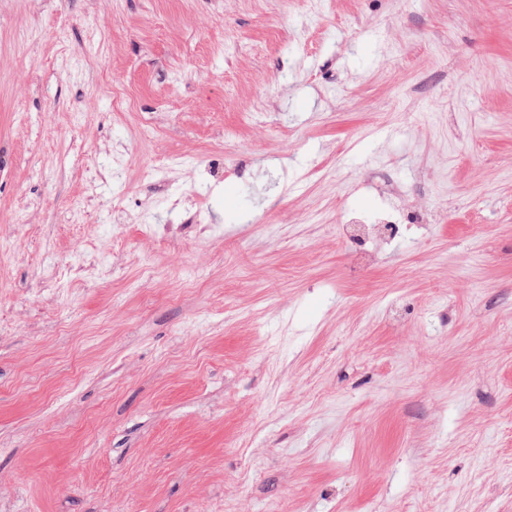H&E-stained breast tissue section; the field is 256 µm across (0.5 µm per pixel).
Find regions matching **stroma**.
I'll use <instances>...</instances> for the list:
<instances>
[{
  "label": "stroma",
  "instance_id": "1",
  "mask_svg": "<svg viewBox=\"0 0 512 512\" xmlns=\"http://www.w3.org/2000/svg\"><path fill=\"white\" fill-rule=\"evenodd\" d=\"M1 44L0 512H512V0H0Z\"/></svg>",
  "mask_w": 512,
  "mask_h": 512
}]
</instances>
